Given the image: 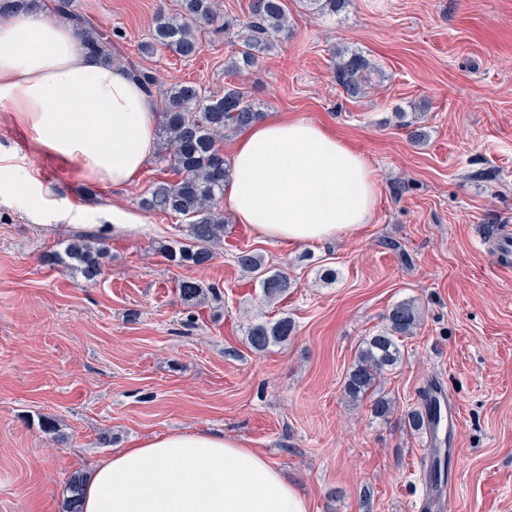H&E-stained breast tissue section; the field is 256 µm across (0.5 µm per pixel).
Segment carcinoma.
Returning <instances> with one entry per match:
<instances>
[{"label":"carcinoma","mask_w":512,"mask_h":512,"mask_svg":"<svg viewBox=\"0 0 512 512\" xmlns=\"http://www.w3.org/2000/svg\"><path fill=\"white\" fill-rule=\"evenodd\" d=\"M314 14H335L348 0H302ZM40 4V0H0L2 11H27ZM184 14L180 16L160 13L153 27V42L145 49L155 50L159 45L183 59L197 56L202 49L201 28L217 21L216 0H184ZM56 11L67 15L78 30L82 46L87 53L114 61L112 36L97 30L93 22L73 9V0H56ZM288 31V6L285 0H253L251 19L239 33L240 48L227 65V70L238 73L258 64L275 34ZM130 74L148 93L158 84L157 75L133 62L127 63ZM376 68L361 53L337 51L334 74L336 83L351 98L366 93L371 75ZM263 117L247 92L239 86L224 88L221 95H205L197 87L187 84L173 85L166 90L165 111L159 127L167 153L160 160L171 166L178 175L174 182L155 183L141 205L149 211H159L188 220V242H177L163 248L165 255L179 265L205 267L214 259L211 246L224 239L225 218L221 208L224 180L228 170L220 142L224 134L250 126ZM65 254L72 268L87 281L95 280L102 269L103 248L96 246L95 236L79 233L68 242ZM238 264L254 274L263 296L276 300L288 295L293 287L288 274L266 266L263 256L243 251L237 256ZM183 300L193 301L203 295L200 282L186 279L179 283ZM420 322V309L413 300L394 304L386 316V324L373 336L363 339L358 347L354 364L344 381V393L353 403L370 402L372 417L387 419L395 408L394 400L379 389L381 378L401 361L400 341L414 333ZM295 334V323L283 316L273 321L256 323L248 327L247 340L256 352L287 342ZM423 405L407 414L414 430L425 427V420L437 417L438 406L429 397ZM85 479L80 472L70 475L63 497L61 512H82Z\"/></svg>","instance_id":"1"}]
</instances>
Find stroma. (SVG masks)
I'll list each match as a JSON object with an SVG mask.
<instances>
[{"mask_svg":"<svg viewBox=\"0 0 512 512\" xmlns=\"http://www.w3.org/2000/svg\"><path fill=\"white\" fill-rule=\"evenodd\" d=\"M180 3L74 8L116 35L119 62L163 86L213 95L235 84L265 118L336 131L379 181L372 220L297 246L232 221L210 266H179L159 248L185 222L140 205L169 178L164 162L121 188L85 181L37 153L0 106V153L39 183L33 195L0 189V512H59L72 472L177 429L263 451L310 512H415L426 434L407 414L434 383L460 414L450 512H512V272L494 268L489 240L512 228V0H348L333 15L288 0L287 32L240 74L225 64L252 0H218L220 23L193 59L145 50L156 15ZM342 49L380 71L363 97L334 78ZM89 226L106 250L92 282L60 261ZM244 250L288 273L286 298L265 299L237 263ZM188 278L211 293L184 302L177 286ZM405 299L421 322L382 381L395 410L380 421L343 382L361 340ZM285 314L295 335L254 352L248 326Z\"/></svg>","mask_w":512,"mask_h":512,"instance_id":"stroma-1","label":"stroma"}]
</instances>
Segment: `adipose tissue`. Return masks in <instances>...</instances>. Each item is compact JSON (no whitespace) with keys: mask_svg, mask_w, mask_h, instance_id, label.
<instances>
[{"mask_svg":"<svg viewBox=\"0 0 512 512\" xmlns=\"http://www.w3.org/2000/svg\"><path fill=\"white\" fill-rule=\"evenodd\" d=\"M0 104L37 150L112 188L135 182L155 153L153 100L124 67L85 53L74 25L47 6L0 14ZM224 207L291 245L369 223L378 183L364 156L321 124L274 117L230 150ZM83 512H309L268 456L221 434L179 430L134 442L85 480Z\"/></svg>","mask_w":512,"mask_h":512,"instance_id":"adipose-tissue-1","label":"adipose tissue"}]
</instances>
